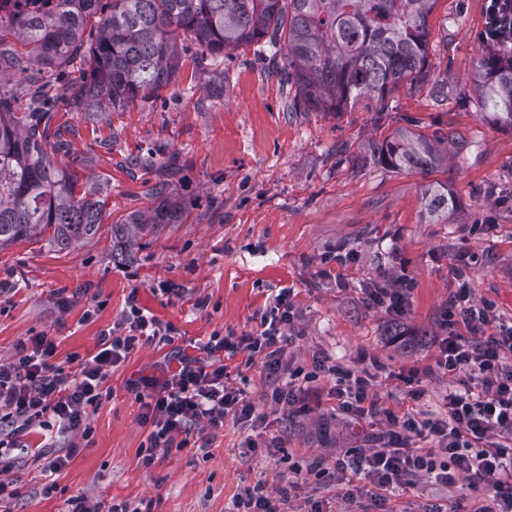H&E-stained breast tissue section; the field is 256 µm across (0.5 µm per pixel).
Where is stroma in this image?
Masks as SVG:
<instances>
[{"mask_svg": "<svg viewBox=\"0 0 512 512\" xmlns=\"http://www.w3.org/2000/svg\"><path fill=\"white\" fill-rule=\"evenodd\" d=\"M484 26V0H437L425 77L334 115L299 104L281 56L255 44L201 61L186 53L169 86L120 112L52 104L51 126L66 148L51 158L103 187L106 211L97 234L74 248L20 242L0 250V358L46 331L56 342L53 364L74 371L76 356L121 324L133 294L173 327V341L142 345L113 370L111 396L91 412L89 436L75 439L55 493L45 494L32 455H20L17 494L0 512H67L74 496L140 502L150 512H235L244 489L260 484L273 495L292 481V512L311 498L326 512H351L335 473L294 474L316 461L332 467L337 450L368 444L364 426L337 410L331 379L311 378L315 358L377 364L381 403L401 416H440L449 380L436 367L435 341L459 273L475 303H492L501 322H512V129L489 123L475 98ZM217 82L223 94L213 91ZM399 130L439 137L433 171L377 161L375 145ZM438 186L448 190V213L431 223L425 198ZM163 199L180 208L181 221L130 234L132 261L115 262L113 224ZM384 278L409 286L400 319L365 303V288ZM284 289L296 316L281 373L268 376L245 352L229 362L233 385L270 413V426L195 428L144 466L150 428L127 381L159 374L171 347L259 328ZM93 305L96 315L85 319ZM413 369L422 375L417 399L406 382ZM289 381L300 411L271 413L268 394ZM249 436L280 450L245 454ZM462 495L475 493L424 482L391 499L398 512H419Z\"/></svg>", "mask_w": 512, "mask_h": 512, "instance_id": "stroma-1", "label": "stroma"}]
</instances>
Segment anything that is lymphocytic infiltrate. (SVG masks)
I'll return each instance as SVG.
<instances>
[{
    "instance_id": "1",
    "label": "lymphocytic infiltrate",
    "mask_w": 512,
    "mask_h": 512,
    "mask_svg": "<svg viewBox=\"0 0 512 512\" xmlns=\"http://www.w3.org/2000/svg\"><path fill=\"white\" fill-rule=\"evenodd\" d=\"M485 15L482 42L512 44V0H485ZM294 316L288 294H278L259 330L211 335L197 343L196 355L174 351L162 377L130 381L127 389L152 428L143 465L153 464L157 447L195 425L217 429L228 418L253 428L265 424L266 415L231 386L225 361L242 351L260 356L268 373L278 374ZM444 327L436 365L453 384L440 417L398 416L380 403L367 370L326 356L313 363V376L332 378L337 409L370 429L371 447L345 452L353 473L372 487L361 512H389L393 489H414L423 479L451 486L461 477L482 492L470 512H512V325L498 322L492 304L474 305L464 281L451 297ZM171 340V325L145 314L133 297L120 326L102 332L96 352L80 358L74 373L51 365L55 343L47 332L20 340L13 355L0 360V500L13 485L22 433L45 438L35 455L41 473H61L70 456L60 446L88 437L89 413L102 404L113 368L141 345Z\"/></svg>"
}]
</instances>
